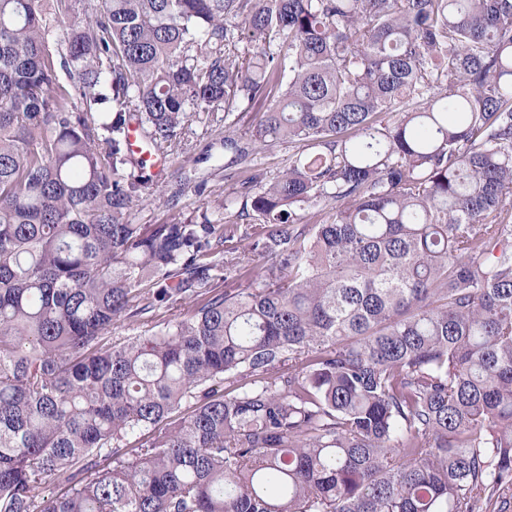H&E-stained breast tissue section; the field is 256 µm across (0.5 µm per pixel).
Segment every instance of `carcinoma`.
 <instances>
[{"label": "carcinoma", "instance_id": "carcinoma-1", "mask_svg": "<svg viewBox=\"0 0 512 512\" xmlns=\"http://www.w3.org/2000/svg\"><path fill=\"white\" fill-rule=\"evenodd\" d=\"M257 105L132 223L131 124ZM511 500L512 0H0V512ZM260 115L256 112H235V124L230 128H224V121H219L224 112H215L209 115L212 120L209 122L192 124V133L189 134L190 146H193L190 156L194 157L206 145H212V156L207 161L200 162L195 167L200 176L207 179V190L203 197L197 195L193 189H186V192L179 199L178 203L172 204L168 201L170 190L164 185L171 179V174L180 167L182 156L185 154H174L169 157L171 162L165 159H158L154 163L157 172H161L166 163L168 169L162 177L158 176V186L150 189L148 195L132 212L131 219L135 224H177L187 219L199 218L206 211L207 201H223L224 198L232 201L231 210L237 212L243 208L244 200L237 196L232 181L224 179V146L225 135L232 137L244 136V133ZM214 116V117H212ZM214 119V121H213ZM164 181V183H163ZM293 153L294 149L288 145H278L257 152L254 155V160L257 167L272 178L288 165V158Z\"/></svg>", "mask_w": 512, "mask_h": 512}]
</instances>
